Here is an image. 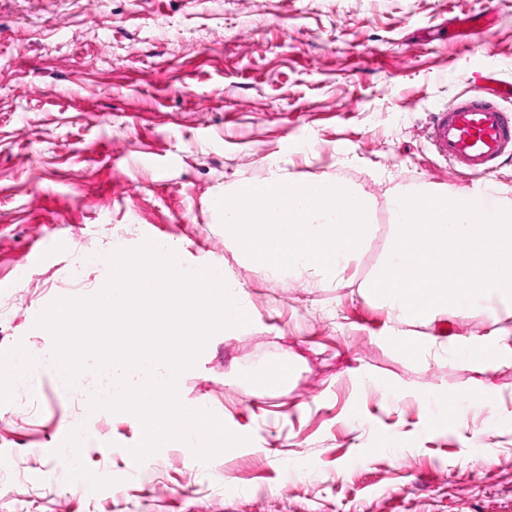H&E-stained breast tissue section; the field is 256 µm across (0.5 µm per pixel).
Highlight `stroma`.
<instances>
[{"label":"stroma","mask_w":512,"mask_h":512,"mask_svg":"<svg viewBox=\"0 0 512 512\" xmlns=\"http://www.w3.org/2000/svg\"><path fill=\"white\" fill-rule=\"evenodd\" d=\"M489 73L512 83V0H0V350L52 352L37 315L98 293L93 258L116 243L222 269L251 313L178 383L247 444L135 461L142 430L88 408L100 375L65 392L47 369L0 405V512H512V357L451 352L512 312L408 326L430 343L408 358L362 291L391 188L481 187L427 133ZM272 164L371 198L373 236L337 282L273 277L225 237L215 199ZM284 360L287 383L245 382ZM482 389L493 408L462 426L426 406Z\"/></svg>","instance_id":"1"}]
</instances>
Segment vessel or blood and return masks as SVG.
<instances>
[{"label":"vessel or blood","instance_id":"obj_1","mask_svg":"<svg viewBox=\"0 0 512 512\" xmlns=\"http://www.w3.org/2000/svg\"><path fill=\"white\" fill-rule=\"evenodd\" d=\"M505 98L512 99V84L492 78L483 93L461 94L434 114L428 140L458 174L487 177L512 157V112L500 105Z\"/></svg>","mask_w":512,"mask_h":512}]
</instances>
